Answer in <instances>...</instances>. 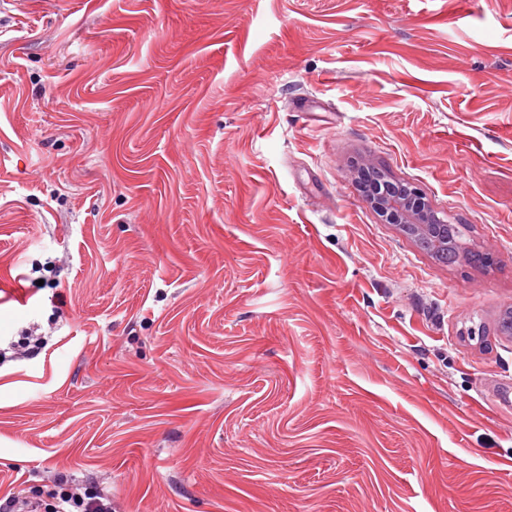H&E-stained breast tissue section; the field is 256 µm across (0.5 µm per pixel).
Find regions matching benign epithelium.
Masks as SVG:
<instances>
[{"label": "benign epithelium", "mask_w": 512, "mask_h": 512, "mask_svg": "<svg viewBox=\"0 0 512 512\" xmlns=\"http://www.w3.org/2000/svg\"><path fill=\"white\" fill-rule=\"evenodd\" d=\"M361 188L382 222L396 224L427 241L448 234L447 220L438 216L431 203L414 185L389 178L374 166L361 168Z\"/></svg>", "instance_id": "7a95c632"}]
</instances>
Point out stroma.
Masks as SVG:
<instances>
[{"label": "stroma", "mask_w": 512, "mask_h": 512, "mask_svg": "<svg viewBox=\"0 0 512 512\" xmlns=\"http://www.w3.org/2000/svg\"><path fill=\"white\" fill-rule=\"evenodd\" d=\"M509 309L512 0H0V497L512 512ZM360 184L371 207L383 223L397 224L414 236L426 235L428 244L436 237L447 235L449 225L453 237L458 236L461 241L456 224H449L447 219L439 217L429 200L414 185L391 179L371 165L361 168ZM429 224L439 225H435L432 230Z\"/></svg>", "instance_id": "1"}]
</instances>
